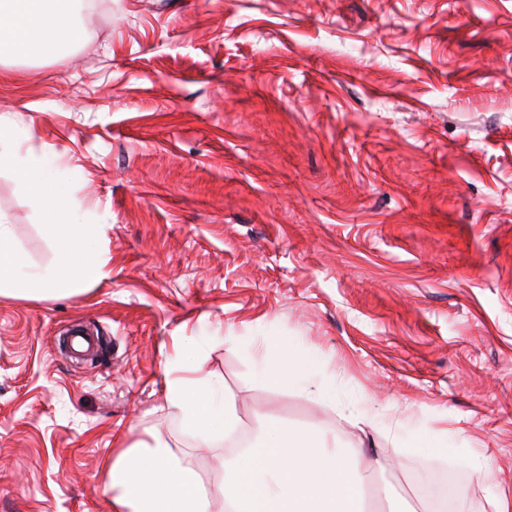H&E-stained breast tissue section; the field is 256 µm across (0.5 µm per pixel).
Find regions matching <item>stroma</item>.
<instances>
[{"label": "stroma", "mask_w": 512, "mask_h": 512, "mask_svg": "<svg viewBox=\"0 0 512 512\" xmlns=\"http://www.w3.org/2000/svg\"><path fill=\"white\" fill-rule=\"evenodd\" d=\"M76 19L68 67L0 63V116L110 211L112 276L0 296V512H112L105 470L133 445L219 482L224 440L200 443L164 398L186 343L241 435L316 423L384 461L378 490L419 502L430 461L460 512L511 501L512 0H107ZM0 216L30 266L54 264L7 169ZM76 331L93 358L66 353ZM265 336L381 421L362 432L261 383ZM416 428L447 432V453L409 448Z\"/></svg>", "instance_id": "1"}]
</instances>
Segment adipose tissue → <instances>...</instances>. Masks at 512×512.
I'll list each match as a JSON object with an SVG mask.
<instances>
[{"label": "adipose tissue", "instance_id": "ef3b65f1", "mask_svg": "<svg viewBox=\"0 0 512 512\" xmlns=\"http://www.w3.org/2000/svg\"><path fill=\"white\" fill-rule=\"evenodd\" d=\"M75 0H0V59L66 61L64 49L82 38ZM259 374L268 384L308 388L314 359L278 336L262 341ZM166 401L184 428L203 442L237 435L241 419L224 385L205 372L192 348L166 365ZM333 431L271 420L246 447L232 451L212 489L167 449L127 448L107 470L112 512H366L368 468L335 446Z\"/></svg>", "mask_w": 512, "mask_h": 512}]
</instances>
